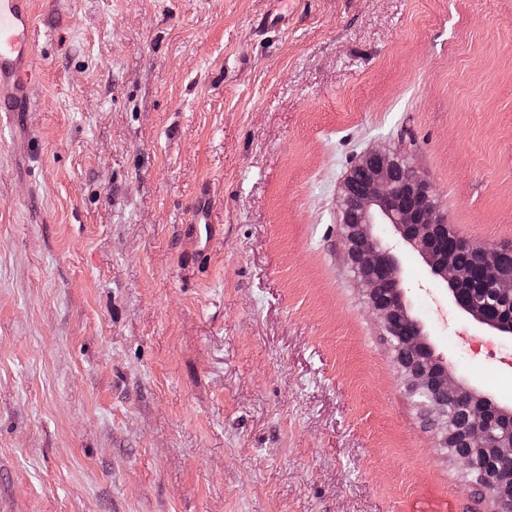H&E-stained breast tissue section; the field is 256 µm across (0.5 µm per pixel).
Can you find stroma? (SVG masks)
<instances>
[{
	"mask_svg": "<svg viewBox=\"0 0 512 512\" xmlns=\"http://www.w3.org/2000/svg\"><path fill=\"white\" fill-rule=\"evenodd\" d=\"M32 11V104L0 112V512H491L407 393L337 208L385 145L455 233L512 244V0ZM375 233L454 376L512 407V339ZM207 207L205 204H201L199 201L194 203V222L195 224H187L186 231L190 235V239L193 243V253L198 264L203 263L208 255V243L207 240H203L199 228L201 224H208L206 220Z\"/></svg>",
	"mask_w": 512,
	"mask_h": 512,
	"instance_id": "stroma-1",
	"label": "stroma"
}]
</instances>
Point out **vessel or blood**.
I'll use <instances>...</instances> for the list:
<instances>
[{"label":"vessel or blood","mask_w":512,"mask_h":512,"mask_svg":"<svg viewBox=\"0 0 512 512\" xmlns=\"http://www.w3.org/2000/svg\"><path fill=\"white\" fill-rule=\"evenodd\" d=\"M31 0H0V112H23L29 104V91L38 74L32 66L35 54ZM206 221V207L194 206V222L187 231L197 261L208 255V243L199 227Z\"/></svg>","instance_id":"obj_1"}]
</instances>
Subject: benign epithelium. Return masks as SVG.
I'll return each mask as SVG.
<instances>
[{
	"instance_id": "benign-epithelium-1",
	"label": "benign epithelium",
	"mask_w": 512,
	"mask_h": 512,
	"mask_svg": "<svg viewBox=\"0 0 512 512\" xmlns=\"http://www.w3.org/2000/svg\"><path fill=\"white\" fill-rule=\"evenodd\" d=\"M396 166L408 167L410 163L395 149L375 148L364 153L355 167L366 169L367 178L360 186L353 185L349 176L344 179L338 208L347 252L356 255L353 271L366 287L367 302L386 332L393 330L395 317L408 315V310L397 260L375 235L377 224L392 225L401 238L418 251L432 273L448 285L457 308L479 323L511 336L512 312H494L468 300L470 273L456 263L439 242L438 229L444 226V219L429 185L413 174L406 185L397 186L390 176ZM353 213L358 220L352 224L347 217ZM455 243L460 248L478 251L486 280L499 294L512 295V274L501 269L497 249L477 246L458 234ZM412 322L415 330L402 343V348L419 359L420 365L413 367L403 362L399 369L419 412L430 417L439 447L453 449L454 459L468 463V456L457 451L454 444L457 433H463L466 447L489 451L497 458L495 474L481 476L488 491L512 486V411L488 404L459 385L447 366L439 364L421 323L415 318ZM447 397L464 404L466 415L462 423L448 416L444 405Z\"/></svg>"
}]
</instances>
